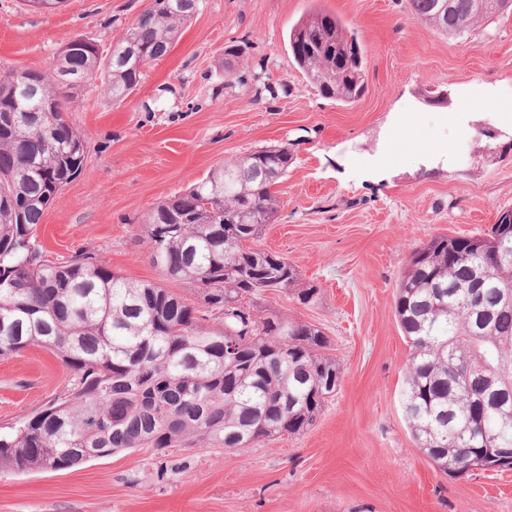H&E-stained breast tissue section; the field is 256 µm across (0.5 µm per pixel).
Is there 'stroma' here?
<instances>
[{"label": "stroma", "instance_id": "stroma-1", "mask_svg": "<svg viewBox=\"0 0 512 512\" xmlns=\"http://www.w3.org/2000/svg\"><path fill=\"white\" fill-rule=\"evenodd\" d=\"M149 3L65 0L41 12L0 0V69L51 71L79 37L108 51ZM316 9L364 49L355 102L322 96L292 57L289 30ZM65 117L86 136L85 163L38 241L49 259L88 253L133 282H165L144 232L154 207L224 161L287 146L278 213L257 245L287 258L315 296L268 291L257 310L320 330L341 381L307 430L244 450L134 448L0 475V512H512V470L447 476L417 449L394 309L414 250L483 235L512 210V12L451 39L413 20L406 0H199L125 101L95 80L74 90ZM72 377L46 349L0 358V431Z\"/></svg>", "mask_w": 512, "mask_h": 512}]
</instances>
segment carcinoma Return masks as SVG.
I'll return each instance as SVG.
<instances>
[{
	"label": "carcinoma",
	"instance_id": "carcinoma-1",
	"mask_svg": "<svg viewBox=\"0 0 512 512\" xmlns=\"http://www.w3.org/2000/svg\"><path fill=\"white\" fill-rule=\"evenodd\" d=\"M198 0H152L106 56L63 50L50 73H0V357L39 347L73 371L71 386L0 434V472L62 471L119 450L216 443L242 450L298 434L340 378L321 332L247 308L290 289L293 266L252 247L272 223V188L288 172L286 146L218 166L157 206L145 223L151 262L197 288L202 307L156 283L131 282L91 256L44 258L37 228L86 156L85 134L64 116L67 91L97 77L113 102L166 56ZM412 17L450 37L512 9V0H409ZM293 59L327 98L364 92L366 59L341 21L318 9L289 34ZM494 224L482 252L438 236L416 249L395 312L407 339L403 406L418 450L446 475L512 448V416L495 412L486 377L512 386V234Z\"/></svg>",
	"mask_w": 512,
	"mask_h": 512
}]
</instances>
